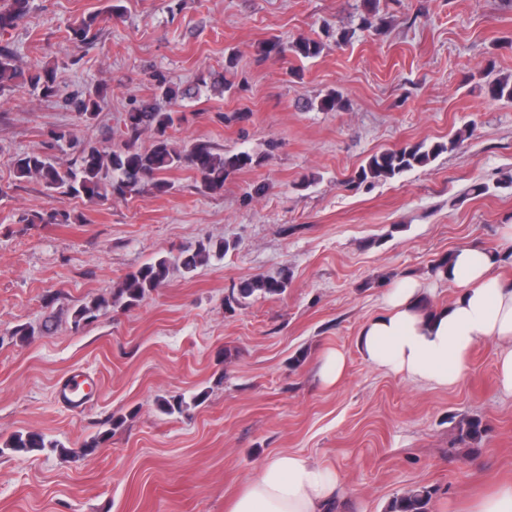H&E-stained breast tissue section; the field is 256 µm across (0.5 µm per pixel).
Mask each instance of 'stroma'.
Listing matches in <instances>:
<instances>
[{"label":"stroma","mask_w":512,"mask_h":512,"mask_svg":"<svg viewBox=\"0 0 512 512\" xmlns=\"http://www.w3.org/2000/svg\"><path fill=\"white\" fill-rule=\"evenodd\" d=\"M108 3L30 0L0 33L17 65L55 66L60 85L48 99L0 94V512H225L284 450L340 474L333 512H386L422 485L435 491L433 512H464L512 483V395L497 384L494 342L479 344L448 388L374 368L357 348L362 324L399 283L419 282L431 306L449 304L456 290L434 267L458 248L501 251L497 272L512 277L503 237L512 102L487 93L490 81L512 79V0H120L121 18L92 43L72 44L68 25ZM272 38H311L322 50L262 58ZM229 59L223 94L183 101L171 132L184 147L260 155L223 191L203 192L182 166L167 173L163 194L57 201L10 170L13 156L42 151L50 129L122 149L126 112L169 107L153 94L155 74L183 88ZM101 84L106 103L79 122L67 97ZM331 93L340 107L320 110ZM448 141L427 166L371 187L350 182L372 154ZM52 207L69 222L19 221ZM211 240L231 247L192 273L171 266L139 305L74 327V311L129 272ZM283 274V294L227 304L243 280ZM20 325L35 329L22 345L11 337ZM330 348L344 352L347 371L326 389L317 367ZM73 373L95 379L78 410L53 394ZM202 391L205 402L183 415L157 405ZM109 418L108 439L80 454ZM467 418L488 427L473 447L458 441ZM27 430L65 452L6 448Z\"/></svg>","instance_id":"stroma-1"}]
</instances>
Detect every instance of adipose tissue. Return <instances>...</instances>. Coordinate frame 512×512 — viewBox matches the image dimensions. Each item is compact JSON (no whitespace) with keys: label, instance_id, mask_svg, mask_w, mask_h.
Wrapping results in <instances>:
<instances>
[{"label":"adipose tissue","instance_id":"obj_1","mask_svg":"<svg viewBox=\"0 0 512 512\" xmlns=\"http://www.w3.org/2000/svg\"><path fill=\"white\" fill-rule=\"evenodd\" d=\"M500 261L483 247L455 251L437 276L458 293L428 312L419 283L389 290L382 312L359 331L362 358L408 381L447 388L458 382L473 349L491 340L498 346V385L512 394V278L497 274ZM340 484L335 469L285 451L259 466L227 512H331Z\"/></svg>","mask_w":512,"mask_h":512}]
</instances>
